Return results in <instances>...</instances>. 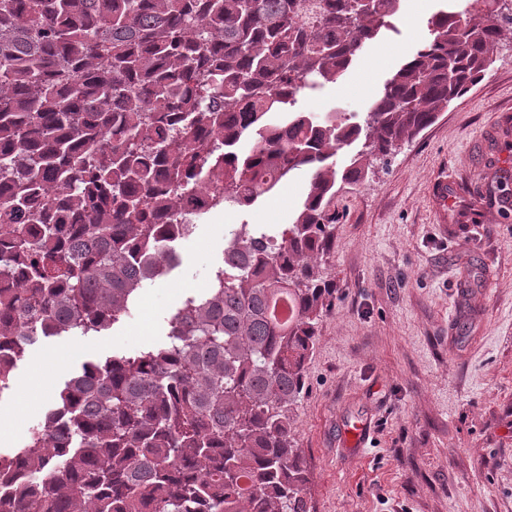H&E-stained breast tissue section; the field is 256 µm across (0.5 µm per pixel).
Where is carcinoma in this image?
<instances>
[{"instance_id":"cac0c4a2","label":"carcinoma","mask_w":512,"mask_h":512,"mask_svg":"<svg viewBox=\"0 0 512 512\" xmlns=\"http://www.w3.org/2000/svg\"><path fill=\"white\" fill-rule=\"evenodd\" d=\"M436 12L363 122L287 112L335 83L399 0H0V389L39 336L129 313L202 214L248 207L296 171L293 221L240 233L169 342L85 362L26 443L0 455V512H315L294 406L336 299L338 152L388 161L475 84L512 34V0ZM253 142L244 151L241 144ZM43 195L45 205L35 204ZM177 212V224L154 216ZM285 297L291 314L274 320Z\"/></svg>"}]
</instances>
